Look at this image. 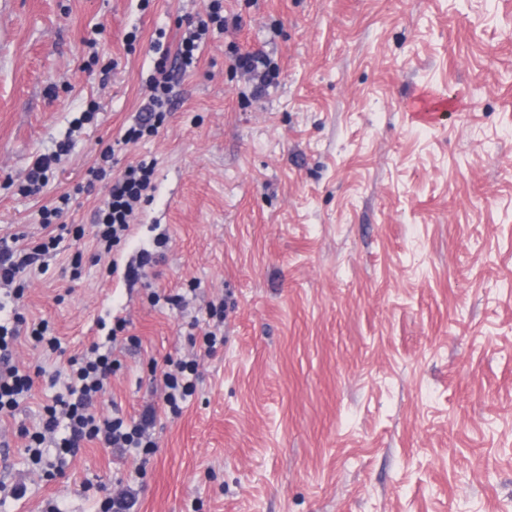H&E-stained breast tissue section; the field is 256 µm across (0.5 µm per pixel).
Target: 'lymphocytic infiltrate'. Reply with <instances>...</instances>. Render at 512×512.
I'll return each mask as SVG.
<instances>
[{
	"label": "lymphocytic infiltrate",
	"instance_id": "lymphocytic-infiltrate-1",
	"mask_svg": "<svg viewBox=\"0 0 512 512\" xmlns=\"http://www.w3.org/2000/svg\"><path fill=\"white\" fill-rule=\"evenodd\" d=\"M225 23L222 0H209L204 13L192 21L183 34L177 58L178 67L188 71L198 62L201 43L212 29L223 28ZM157 52L156 74L151 84V95L145 113L128 127L124 142H135L157 134L172 106L173 86L167 73L168 52L160 43H153ZM155 160L142 159L128 165L123 172L110 178L108 199L99 209L96 219L95 240L99 252H111L125 240L136 217L141 202L149 200L154 189ZM69 195H62L57 205L41 212L42 236L13 235L12 245L0 248V286H6V295L20 300L25 292L23 273L43 264L47 255L57 250L62 237L51 234L55 218L68 209ZM27 339L46 357L62 351L48 321L27 324L20 314L0 322V416H11L30 397L35 380L44 373L43 367L27 369L12 363V348L19 339ZM114 351L92 349L90 354L73 356L62 372L66 381L64 393L55 395L51 404L45 405L39 427L25 432L26 451L33 463H41L46 442H53L59 456L77 453L82 443L97 442L107 448H132L141 456L154 452L157 442L152 435L159 408H167L172 415H179L182 404L192 396L198 363L194 360L166 359L161 370L164 384L162 406L148 405L139 417L122 415L103 417L94 409L95 401L104 393L105 386L119 367Z\"/></svg>",
	"mask_w": 512,
	"mask_h": 512
}]
</instances>
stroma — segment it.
<instances>
[{"instance_id":"1","label":"stroma","mask_w":512,"mask_h":512,"mask_svg":"<svg viewBox=\"0 0 512 512\" xmlns=\"http://www.w3.org/2000/svg\"><path fill=\"white\" fill-rule=\"evenodd\" d=\"M205 0H0V238L40 233L75 193L62 255L19 312L66 355L108 346L120 368L99 413L159 402L154 364L205 358L180 416L160 414L148 460L87 443L48 477L24 450L57 389L0 421V512H512V0H223L152 138L121 144L144 107L158 31L177 51ZM270 61L272 79L235 68ZM435 93L433 123L410 102ZM92 122L74 129L81 112ZM72 148L39 194L37 155ZM156 158V191L114 256L94 259L107 181L99 153ZM167 235L145 276L127 267ZM82 253L79 271L68 256ZM181 294L180 306L152 294ZM223 304V317L210 313Z\"/></svg>"}]
</instances>
